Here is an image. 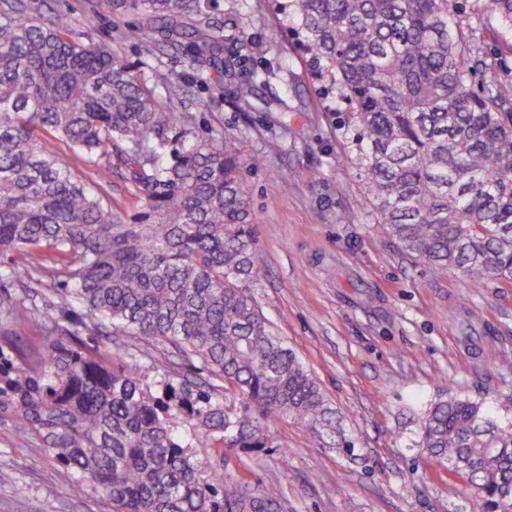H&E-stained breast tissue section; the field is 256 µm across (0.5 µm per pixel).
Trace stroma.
<instances>
[{"label":"stroma","instance_id":"35a3bbf8","mask_svg":"<svg viewBox=\"0 0 512 512\" xmlns=\"http://www.w3.org/2000/svg\"><path fill=\"white\" fill-rule=\"evenodd\" d=\"M68 15L83 42H106L146 80L162 66L184 76L191 100L209 99L225 77L185 70L122 41L105 0H22L21 15L49 22ZM212 18L225 34L252 40L275 63L259 79L260 102L284 103L290 131L243 123L228 102L195 108L196 128L240 125L251 178L261 276L253 292L275 332L318 379L355 449L345 456L297 425L274 427L278 445L262 456L229 454L225 473L258 483L280 479L277 512H473L463 481L431 467L414 440L425 408L445 392L512 409V284L441 276L401 251L376 223L352 152L325 94L328 81L288 34L271 0H218ZM470 342H462V335ZM496 359L478 353L485 343ZM30 436L0 417V512H112L77 487L53 459L32 464Z\"/></svg>","mask_w":512,"mask_h":512}]
</instances>
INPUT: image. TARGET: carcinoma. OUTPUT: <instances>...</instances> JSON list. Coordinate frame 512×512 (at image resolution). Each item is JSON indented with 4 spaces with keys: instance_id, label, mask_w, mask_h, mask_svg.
Wrapping results in <instances>:
<instances>
[{
    "instance_id": "cac0c4a2",
    "label": "carcinoma",
    "mask_w": 512,
    "mask_h": 512,
    "mask_svg": "<svg viewBox=\"0 0 512 512\" xmlns=\"http://www.w3.org/2000/svg\"><path fill=\"white\" fill-rule=\"evenodd\" d=\"M455 0H285L302 47L347 104L343 119L377 224L435 273L512 283V81ZM119 38L224 68L252 120L254 43L225 37L216 0H107ZM512 29V0H485ZM129 15L138 17L127 24ZM164 101L70 19L49 26L0 0V416L112 512H275L278 480L252 486L224 455L277 447L291 421L333 448L353 443L296 352L262 313L257 231L242 129L194 132L189 87ZM271 130H287L266 108ZM129 174L128 222L62 157ZM42 298L36 303L34 296ZM111 340L112 364L82 336ZM162 344L167 374L144 387L138 359ZM418 447L461 478L479 512H512V419L448 395L421 417ZM208 450L204 459L191 448Z\"/></svg>"
}]
</instances>
